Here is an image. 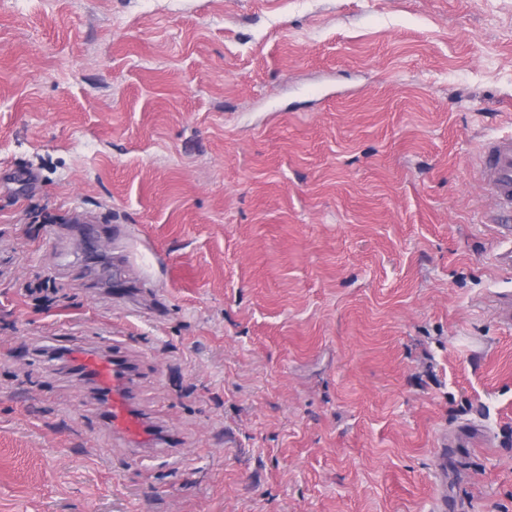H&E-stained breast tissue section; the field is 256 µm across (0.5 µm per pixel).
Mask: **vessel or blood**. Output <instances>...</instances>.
Here are the masks:
<instances>
[{"instance_id":"vessel-or-blood-1","label":"vessel or blood","mask_w":512,"mask_h":512,"mask_svg":"<svg viewBox=\"0 0 512 512\" xmlns=\"http://www.w3.org/2000/svg\"><path fill=\"white\" fill-rule=\"evenodd\" d=\"M479 161L483 188L498 213H512V135L489 140ZM74 362L94 387L106 391L107 399L100 407L101 423L130 444L134 456L176 460L163 430L136 411L137 367L132 360L115 350L89 348L78 353Z\"/></svg>"}]
</instances>
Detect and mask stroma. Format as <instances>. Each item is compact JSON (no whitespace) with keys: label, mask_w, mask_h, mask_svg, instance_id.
<instances>
[{"label":"stroma","mask_w":512,"mask_h":512,"mask_svg":"<svg viewBox=\"0 0 512 512\" xmlns=\"http://www.w3.org/2000/svg\"><path fill=\"white\" fill-rule=\"evenodd\" d=\"M509 133L512 0H0V512H512ZM483 188L501 215L512 213V135L489 140L479 157ZM19 288H22L25 296L32 298L33 308L36 311L48 310L58 301L55 288H49L42 284L33 285L30 282L22 283ZM75 367L86 374L95 388L108 391L100 407V420L112 431L134 446L128 451L138 458H166L177 461L175 448L169 447V436L147 423V416L136 412L137 367L124 353L109 349L87 348L78 353ZM112 388V392H111Z\"/></svg>","instance_id":"1"}]
</instances>
